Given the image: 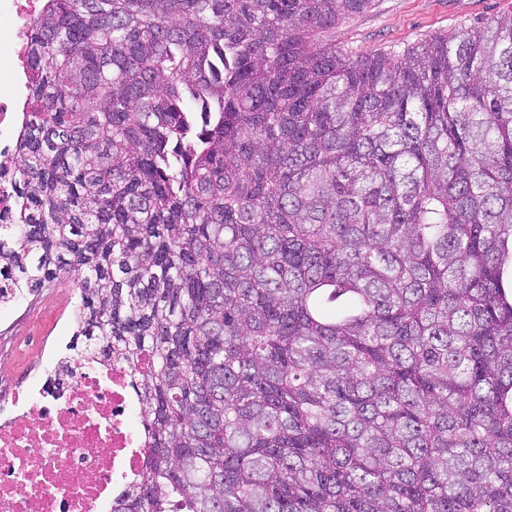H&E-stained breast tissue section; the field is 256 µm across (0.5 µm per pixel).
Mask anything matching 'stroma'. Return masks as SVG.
<instances>
[{
  "mask_svg": "<svg viewBox=\"0 0 512 512\" xmlns=\"http://www.w3.org/2000/svg\"><path fill=\"white\" fill-rule=\"evenodd\" d=\"M511 7L512 0H373L363 13L337 24L329 40L353 58L400 53L432 37L487 22ZM70 283L63 278L61 286L45 291L40 308L17 311L9 318L8 333L22 347L20 364L32 359L45 319L66 306L64 288Z\"/></svg>",
  "mask_w": 512,
  "mask_h": 512,
  "instance_id": "35a3bbf8",
  "label": "stroma"
}]
</instances>
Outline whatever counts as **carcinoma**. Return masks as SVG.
<instances>
[{
  "label": "carcinoma",
  "instance_id": "cac0c4a2",
  "mask_svg": "<svg viewBox=\"0 0 512 512\" xmlns=\"http://www.w3.org/2000/svg\"><path fill=\"white\" fill-rule=\"evenodd\" d=\"M372 0H48L12 287L139 365L118 512H512V9L396 55Z\"/></svg>",
  "mask_w": 512,
  "mask_h": 512
}]
</instances>
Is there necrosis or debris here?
<instances>
[{"label":"necrosis or debris","instance_id":"obj_1","mask_svg":"<svg viewBox=\"0 0 512 512\" xmlns=\"http://www.w3.org/2000/svg\"><path fill=\"white\" fill-rule=\"evenodd\" d=\"M45 0H0V72L16 82L0 92V223L18 205L26 49ZM17 348L0 338V512H113L118 490L144 464L137 375L123 359L78 348L70 319L56 316L31 370L12 377Z\"/></svg>","mask_w":512,"mask_h":512}]
</instances>
